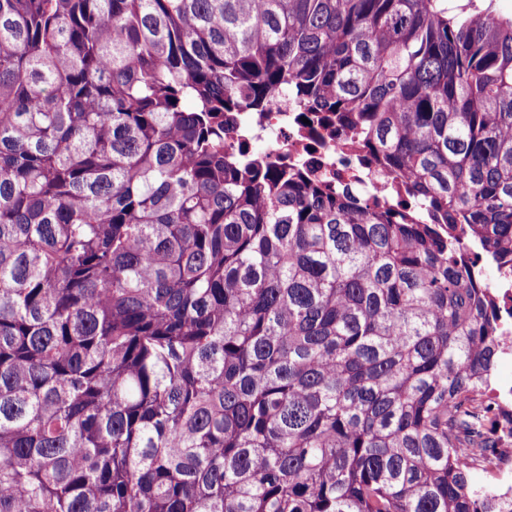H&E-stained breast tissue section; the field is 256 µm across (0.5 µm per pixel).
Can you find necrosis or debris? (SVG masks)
<instances>
[{
  "mask_svg": "<svg viewBox=\"0 0 512 512\" xmlns=\"http://www.w3.org/2000/svg\"><path fill=\"white\" fill-rule=\"evenodd\" d=\"M257 141L264 142L263 154L273 163L348 185L359 196L382 200L404 192L403 181L389 179L378 165L367 162L355 131L303 123L288 94H272L265 111L237 113L232 130L224 136V151L237 158L249 154ZM487 286L499 306L495 322L499 362L508 366L512 364V269H497ZM474 412L475 432L493 440L492 447L478 454L475 468L486 474L484 487L490 496L511 501L512 380L492 375L480 389Z\"/></svg>",
  "mask_w": 512,
  "mask_h": 512,
  "instance_id": "necrosis-or-debris-1",
  "label": "necrosis or debris"
}]
</instances>
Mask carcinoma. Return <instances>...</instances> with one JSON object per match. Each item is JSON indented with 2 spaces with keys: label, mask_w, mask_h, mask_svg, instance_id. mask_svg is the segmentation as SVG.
<instances>
[{
  "label": "carcinoma",
  "mask_w": 512,
  "mask_h": 512,
  "mask_svg": "<svg viewBox=\"0 0 512 512\" xmlns=\"http://www.w3.org/2000/svg\"><path fill=\"white\" fill-rule=\"evenodd\" d=\"M283 90L410 204L225 157ZM460 233L512 264V17L0 0V512H512ZM474 431L484 432L495 448H482L475 468L486 474L484 488L495 498L512 500V379L503 381L494 371L474 404Z\"/></svg>",
  "instance_id": "obj_1"
}]
</instances>
